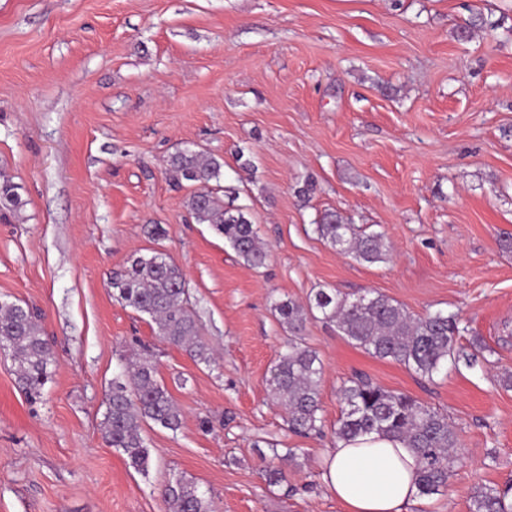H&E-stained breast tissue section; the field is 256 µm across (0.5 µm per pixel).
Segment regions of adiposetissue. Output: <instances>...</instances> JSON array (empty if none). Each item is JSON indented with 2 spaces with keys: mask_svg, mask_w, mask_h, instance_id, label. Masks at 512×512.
<instances>
[{
  "mask_svg": "<svg viewBox=\"0 0 512 512\" xmlns=\"http://www.w3.org/2000/svg\"><path fill=\"white\" fill-rule=\"evenodd\" d=\"M419 467L404 443L371 433L327 449L322 479L344 512H408Z\"/></svg>",
  "mask_w": 512,
  "mask_h": 512,
  "instance_id": "1",
  "label": "adipose tissue"
}]
</instances>
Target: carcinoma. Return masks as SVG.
<instances>
[{"label":"carcinoma","mask_w":512,"mask_h":512,"mask_svg":"<svg viewBox=\"0 0 512 512\" xmlns=\"http://www.w3.org/2000/svg\"><path fill=\"white\" fill-rule=\"evenodd\" d=\"M222 168L217 159L186 148L171 157L169 172L177 184L183 179L198 184L187 202L191 218L198 224L210 225L224 237L244 264L260 268L266 263L268 251L247 212L224 206L219 195ZM21 205L15 184L1 180L0 208L14 212ZM316 231L358 262L373 264L387 256L382 234H359L354 225L337 214H324ZM110 285L120 302L153 319L162 342L185 349L201 363L211 362L210 349L199 339L189 289L176 265L159 254L134 256L127 266L112 272ZM273 309L288 341L272 368L269 386L274 398L286 407L288 428L296 434L318 432L322 427L319 385L323 365L303 337L306 323L316 311L368 354L395 361L429 379L450 362L472 361L458 346L457 315L438 311L414 318L383 294L351 299L335 289H321L305 305L281 300L274 303ZM38 320V313L28 306L0 302V349L11 353L19 383L31 395L40 393L55 364ZM339 398L342 416L334 430L336 439L371 433L398 438L420 458L421 497L430 498L448 487L459 441L447 416L406 394L362 378L343 385ZM105 405V441L122 452L133 468L147 472L149 451L141 425L152 422L174 432L182 420L180 408L157 379L152 354L146 351L126 359L124 368L112 378ZM261 475L270 486L286 481L282 469L270 462ZM511 492V485L503 489L482 485L470 498L469 512H512ZM164 501L166 512H214L211 496L182 478L166 485Z\"/></svg>","instance_id":"1"}]
</instances>
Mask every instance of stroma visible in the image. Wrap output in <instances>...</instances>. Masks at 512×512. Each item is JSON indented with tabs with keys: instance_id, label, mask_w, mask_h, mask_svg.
Wrapping results in <instances>:
<instances>
[{
	"instance_id": "35a3bbf8",
	"label": "stroma",
	"mask_w": 512,
	"mask_h": 512,
	"mask_svg": "<svg viewBox=\"0 0 512 512\" xmlns=\"http://www.w3.org/2000/svg\"><path fill=\"white\" fill-rule=\"evenodd\" d=\"M185 148L223 163L224 201L256 224L265 267L190 218L197 185L168 173ZM3 175L22 205L0 216V301L38 312L56 365L33 399L0 354V512H165L180 477L217 512H343L322 457L358 375L457 433L447 489L417 512H468L477 486L512 484V0H0ZM327 212L384 234L386 260L336 251L315 230ZM136 252L183 271L214 363L114 297L109 277ZM322 288L459 314L476 361L428 379L310 319L324 429L294 434L269 392L285 339L272 305ZM144 347L182 426L144 425L142 474L102 422ZM273 458L287 487L258 473Z\"/></svg>"
}]
</instances>
